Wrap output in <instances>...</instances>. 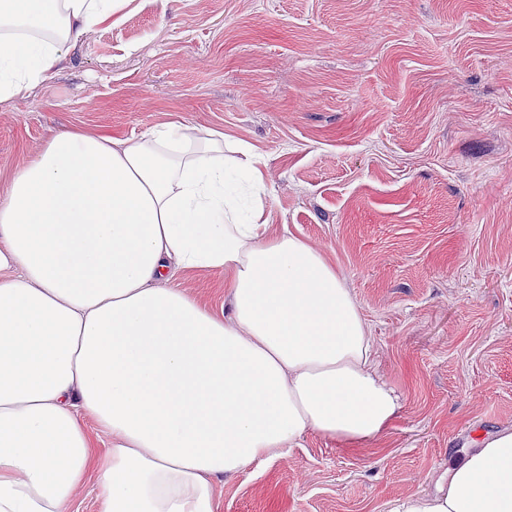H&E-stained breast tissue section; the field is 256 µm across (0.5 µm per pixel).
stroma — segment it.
Returning <instances> with one entry per match:
<instances>
[{
    "label": "stroma",
    "mask_w": 512,
    "mask_h": 512,
    "mask_svg": "<svg viewBox=\"0 0 512 512\" xmlns=\"http://www.w3.org/2000/svg\"><path fill=\"white\" fill-rule=\"evenodd\" d=\"M182 121L265 162L267 223L336 263L402 410L217 483L219 512H390L512 425V0H132L0 106V193L52 134ZM224 308L220 275L180 274Z\"/></svg>",
    "instance_id": "35a3bbf8"
}]
</instances>
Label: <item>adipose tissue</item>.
<instances>
[{"label": "adipose tissue", "instance_id": "ef3b65f1", "mask_svg": "<svg viewBox=\"0 0 512 512\" xmlns=\"http://www.w3.org/2000/svg\"><path fill=\"white\" fill-rule=\"evenodd\" d=\"M129 0H0V104ZM263 158L164 123L72 127L0 195V512H217V480L317 433L360 448L401 405L323 250L267 224ZM220 272L228 314L173 286ZM106 449H98L101 436ZM392 512H512V427Z\"/></svg>", "mask_w": 512, "mask_h": 512}]
</instances>
